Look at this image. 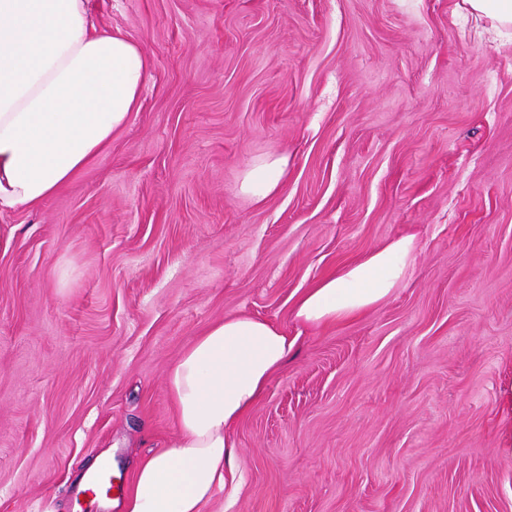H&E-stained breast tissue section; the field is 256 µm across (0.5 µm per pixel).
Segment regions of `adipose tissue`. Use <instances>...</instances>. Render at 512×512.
I'll use <instances>...</instances> for the list:
<instances>
[{"mask_svg":"<svg viewBox=\"0 0 512 512\" xmlns=\"http://www.w3.org/2000/svg\"><path fill=\"white\" fill-rule=\"evenodd\" d=\"M151 68L143 48L96 27L90 0H0V212L34 208L107 150L141 106ZM288 171L268 155L241 190L267 200ZM416 234L372 250L304 291L295 322L315 331L387 300L414 260ZM277 323L230 315L210 325L170 367L177 430L143 459L125 512H202L234 475L233 431L297 345Z\"/></svg>","mask_w":512,"mask_h":512,"instance_id":"adipose-tissue-1","label":"adipose tissue"}]
</instances>
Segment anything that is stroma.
Listing matches in <instances>:
<instances>
[{
  "label": "stroma",
  "mask_w": 512,
  "mask_h": 512,
  "mask_svg": "<svg viewBox=\"0 0 512 512\" xmlns=\"http://www.w3.org/2000/svg\"><path fill=\"white\" fill-rule=\"evenodd\" d=\"M92 8L150 76L93 165L0 213V512H124L176 432L170 366L227 315L299 341L203 512H512V32L464 0ZM411 232L390 298L301 332V292ZM287 171V154L264 156L246 171L241 190L255 203H262L279 190Z\"/></svg>",
  "instance_id": "35a3bbf8"
}]
</instances>
